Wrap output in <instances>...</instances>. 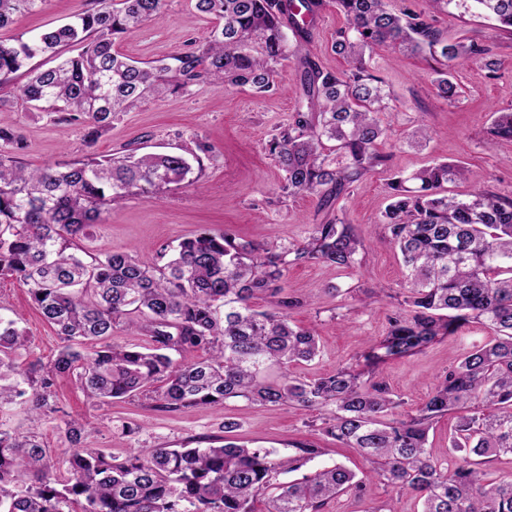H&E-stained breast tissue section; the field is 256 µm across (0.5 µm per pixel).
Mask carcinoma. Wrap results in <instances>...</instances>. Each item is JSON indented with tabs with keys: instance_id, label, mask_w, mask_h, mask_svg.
I'll list each match as a JSON object with an SVG mask.
<instances>
[{
	"instance_id": "carcinoma-1",
	"label": "carcinoma",
	"mask_w": 512,
	"mask_h": 512,
	"mask_svg": "<svg viewBox=\"0 0 512 512\" xmlns=\"http://www.w3.org/2000/svg\"><path fill=\"white\" fill-rule=\"evenodd\" d=\"M45 0H0V29ZM166 0H90L75 19L12 43L0 40V81L20 71L29 107L44 106L63 121H82L96 141L112 120L151 97L192 85H248L258 94L278 90L279 65L298 61L295 115L265 144L284 173L281 191L317 195L332 205L391 154L382 116L393 99L378 74V48L406 50L430 67L436 95L458 94L455 68L496 61L488 49L448 38L431 19L396 12L388 0H332L346 24L332 51L347 68L326 70L305 52L324 0H195L219 20L202 46L162 59L139 61L114 50L117 40L161 15ZM435 10L491 17L512 29V0H431ZM80 46L75 56L65 50ZM49 55L57 64L28 66ZM490 133L512 142V112H494ZM23 137L0 127V276L16 279L64 342L47 366L20 362L26 337L0 316V410L25 404L41 414L55 379L72 375L103 404L145 395L168 411L244 399L260 406L330 408L320 431L372 464L362 478L342 464L313 470L300 481L279 476L321 455L297 442L284 457L234 440L206 448H138L118 461L83 445L90 423L66 422L63 481L34 437L0 428V512H327L348 492L376 481L422 504L420 512H512V475L486 478L494 458L512 455V197L479 187L458 199L445 185L467 177L440 160L388 184L390 203L380 224L406 270L400 309L386 335L354 366L311 380L260 374L273 364L308 362L319 353L314 331L291 323L303 300L284 292L288 267L317 263L338 270L361 265L364 242L336 217L311 226L297 244L264 246L229 232L202 229L183 239L163 264L127 251L86 260L76 239L103 221L105 208L127 196L158 201L171 186L202 169L204 145L190 156L113 153L57 162L29 171L18 160ZM263 299L270 308L259 310ZM125 322L143 342L116 345L112 331ZM492 332L484 344L437 377L414 414L388 419L400 401L380 376L387 361L418 353L464 325ZM92 343L84 354L80 348ZM203 349L208 357L179 355ZM456 415L448 466L427 448L429 431Z\"/></svg>"
}]
</instances>
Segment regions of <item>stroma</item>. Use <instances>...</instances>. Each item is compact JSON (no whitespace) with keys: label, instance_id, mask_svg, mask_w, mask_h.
Segmentation results:
<instances>
[{"label":"stroma","instance_id":"1","mask_svg":"<svg viewBox=\"0 0 512 512\" xmlns=\"http://www.w3.org/2000/svg\"><path fill=\"white\" fill-rule=\"evenodd\" d=\"M86 6L87 0H45L15 24L0 29V40L10 42L66 23ZM344 23V17L328 5L314 23L309 52L324 69L344 66L331 50V37ZM215 25L214 18L196 10L195 0H166L159 17L123 37L115 49L135 60H154L185 49L191 41L203 44ZM436 26L444 35L489 46L497 59L496 69L491 72L475 62L459 66L460 96L451 104L435 95L424 60L390 49L376 50L375 64L395 106L385 118L392 157L331 207L332 213L343 215L360 233L365 245L361 267L339 271L321 264L294 266L282 281L286 293L304 301L294 311L293 322L314 330L319 338L315 360L289 365V373L297 378L312 379L353 364L370 342L386 334L405 280L401 258L384 242L379 222L387 205V184L395 174L410 173L433 159L446 160L470 172L468 180L450 185V193L463 196L475 186L487 185L512 195V147L488 133L492 113L512 110V30L489 19L452 13L439 14ZM296 79L297 63L290 58L280 69L282 89L272 94L260 95L247 86L200 84L183 94L152 99L123 113L91 145L85 142L82 124L29 110L17 97L20 82L15 79L0 85V97L11 101L9 111L0 112V123L22 132L25 147L20 159L30 168L127 148L182 153L199 143L209 146L198 177L171 187L163 201L130 196L112 202L103 222L88 227L78 241L89 254L140 250L151 260L157 249L176 246L201 227L279 246L301 241L324 216L319 196L292 198L282 193V173L264 150L271 131L288 124L295 112ZM419 123L430 128L432 137L425 147H409L407 139ZM0 316L17 320L26 330L28 360L46 363L56 356L61 339L32 306L25 288L6 277L0 278ZM488 336V330L479 325L462 327L420 353L389 361L381 374L402 398L404 411L414 412L430 394L437 376ZM52 393L54 413L31 414L20 405L0 411V427L37 436L52 458L64 445V421L70 417L93 422L85 447L102 449L117 459L132 449L164 443L174 448L183 443L207 446L223 436L225 421L233 420L240 425V438L250 445L285 454L293 443L313 442L323 450L317 466L341 463L358 473L370 468L355 449L312 431L314 412L297 406L260 407L231 400L215 407L164 411L142 395L100 406L70 375L58 377ZM390 499L398 512L417 510L413 499L394 498L392 490L381 485L363 494H344L330 508L332 512H370Z\"/></svg>","mask_w":512,"mask_h":512}]
</instances>
